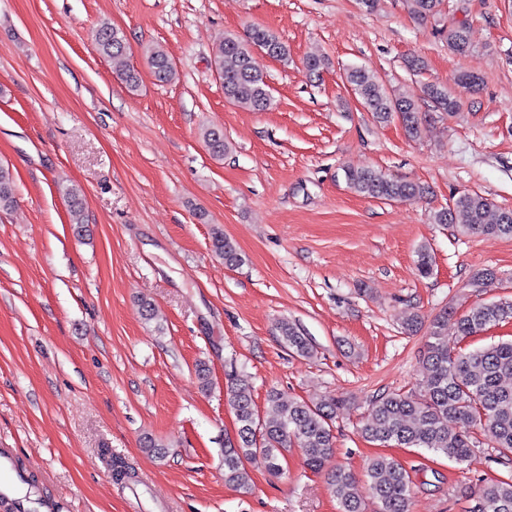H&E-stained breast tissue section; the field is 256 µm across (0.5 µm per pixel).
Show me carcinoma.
<instances>
[{
  "instance_id": "obj_1",
  "label": "carcinoma",
  "mask_w": 512,
  "mask_h": 512,
  "mask_svg": "<svg viewBox=\"0 0 512 512\" xmlns=\"http://www.w3.org/2000/svg\"><path fill=\"white\" fill-rule=\"evenodd\" d=\"M413 13L421 20L437 15L442 0H409ZM448 49L458 55L471 54L469 30L462 23L446 31ZM99 52L113 65L132 90L139 86L135 72L126 67V42L121 30L108 23L96 32ZM260 50L288 63V47L269 30L255 26L246 38L234 34L220 37L213 52V64L224 81V97L232 104L252 111L271 107L272 98L266 77L252 63L253 52ZM156 80L170 83L176 70L165 51L154 46L146 50ZM361 104L379 123L396 116L406 131L418 134L420 107L417 101L391 95L379 77L361 68L345 73ZM423 100L436 110L455 116L462 102L448 87L427 84ZM212 154L224 156V131L218 127L203 133ZM345 179L354 192L367 198L411 201L424 197L425 187L410 181L387 177L374 168H346ZM71 223H85L84 199L77 188L66 189ZM14 204V181L9 168L0 165V210ZM437 224H458L467 231L489 237L512 238V211L500 209L491 199L461 192L448 207L434 214ZM216 255L230 267L243 259L222 234L213 239ZM512 319V300L500 298L479 305L454 320L455 341L448 339V310L432 320L425 355L429 378L417 392H392L372 402L370 416L362 421L360 433L369 442L393 443L402 448H425L456 463L469 457L476 435L488 437L499 454L512 457V340H500L468 352L456 349L455 342L488 331ZM281 340L293 353L310 358L313 347L293 324L280 326ZM227 403L237 424V438L224 441V483L242 494L252 489L247 463L260 456L273 476L284 474L283 461L297 448L304 464L314 472L326 471L327 481L340 512H366L354 489V481L344 468L325 470L334 450L332 423L336 401H311L285 398L275 389L267 392L268 409L262 414L253 399L248 377L234 375L226 385ZM456 427L448 428V421ZM373 512H409L413 490L409 473L392 456L379 455L368 467ZM473 501L486 505V512H512V480L483 482L471 491Z\"/></svg>"
}]
</instances>
